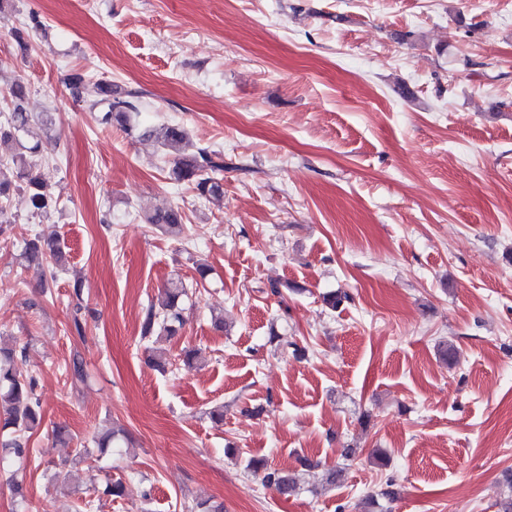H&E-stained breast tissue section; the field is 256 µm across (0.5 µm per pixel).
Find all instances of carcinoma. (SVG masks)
<instances>
[{
  "label": "carcinoma",
  "instance_id": "cac0c4a2",
  "mask_svg": "<svg viewBox=\"0 0 512 512\" xmlns=\"http://www.w3.org/2000/svg\"><path fill=\"white\" fill-rule=\"evenodd\" d=\"M68 84L77 95L84 93L95 97L94 104L104 107L101 121L110 124L130 122L131 115L139 112V92L129 90L122 97L112 95V84L105 80L92 82L86 75L75 71L68 77ZM13 108L6 118V127H0V145L12 143L17 152L6 160H0V197L9 193L12 184H18L28 195L31 206L37 210L48 208L54 201L51 189L33 174L27 154L38 152V147H27L19 139L25 130L29 116L25 111L26 87L17 83L10 91ZM158 140L167 154L175 155L173 174L179 181L192 185L200 197H219L224 194L221 173L224 172V155L198 150L190 156L183 155L187 133L179 125H165L160 129ZM147 222L159 226L164 232L179 237L184 233L181 211L175 207L158 210L147 217ZM24 256L29 262H47L50 279H55L63 266L65 254L59 241L40 237L25 244ZM183 287L164 290L159 307H149L141 325V338L148 339L160 330L174 336L183 326ZM17 350L14 346L0 344V451L20 459L24 457L21 437L33 430L41 420L40 398L36 393V381L21 377L15 368ZM247 471L261 484L287 496L297 488L296 476L286 470L269 466L262 458L253 457L247 463Z\"/></svg>",
  "mask_w": 512,
  "mask_h": 512
}]
</instances>
